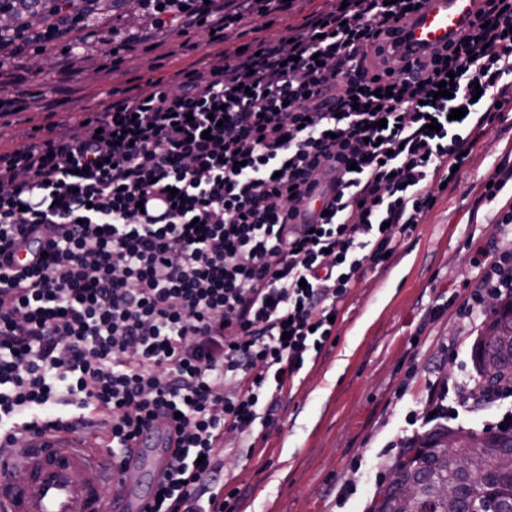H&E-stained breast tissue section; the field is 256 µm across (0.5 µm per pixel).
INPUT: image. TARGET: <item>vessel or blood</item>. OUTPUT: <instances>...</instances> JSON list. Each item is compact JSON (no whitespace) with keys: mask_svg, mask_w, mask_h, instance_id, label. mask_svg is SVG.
I'll return each instance as SVG.
<instances>
[{"mask_svg":"<svg viewBox=\"0 0 512 512\" xmlns=\"http://www.w3.org/2000/svg\"><path fill=\"white\" fill-rule=\"evenodd\" d=\"M475 18L474 0H426L401 21L398 45L420 56L461 39ZM168 427L148 433L124 456L97 430L25 435L0 454V512H145L150 495L132 484L158 485L169 462Z\"/></svg>","mask_w":512,"mask_h":512,"instance_id":"b4317fda","label":"vessel or blood"}]
</instances>
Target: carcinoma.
Masks as SVG:
<instances>
[{
  "mask_svg": "<svg viewBox=\"0 0 512 512\" xmlns=\"http://www.w3.org/2000/svg\"><path fill=\"white\" fill-rule=\"evenodd\" d=\"M492 324L502 327V335L512 343V297L489 298ZM484 387L495 390L512 385V362L505 361L494 370L481 364ZM488 440L473 444L471 470L459 474L452 467L453 448L458 446L457 430L438 425L420 438L408 443L394 465L392 482L381 492L382 500L375 512H397L393 492L399 480H414L421 484V494L413 512H512V473L499 469L488 447L512 448V430H488ZM450 477L456 482L455 496H437L432 479Z\"/></svg>",
  "mask_w": 512,
  "mask_h": 512,
  "instance_id": "1",
  "label": "carcinoma"
}]
</instances>
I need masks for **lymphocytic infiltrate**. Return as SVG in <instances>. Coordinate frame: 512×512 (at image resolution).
<instances>
[{"label":"lymphocytic infiltrate","instance_id":"obj_1","mask_svg":"<svg viewBox=\"0 0 512 512\" xmlns=\"http://www.w3.org/2000/svg\"><path fill=\"white\" fill-rule=\"evenodd\" d=\"M141 2L151 28L203 27L225 49L176 88L147 82L68 134L0 151V449L25 427L91 420L122 451L166 417L176 439L149 512H237L226 435L335 343L357 274L415 229L512 102V0H478L466 38L421 60L382 37L424 0H324L241 51L226 46L235 25L293 0ZM60 43L68 68L109 40L66 5L0 31V91L17 96L27 58ZM329 181L319 224L297 223ZM149 198L164 218L140 210ZM33 246L43 255L10 267ZM473 263L466 312L512 296V243Z\"/></svg>","mask_w":512,"mask_h":512}]
</instances>
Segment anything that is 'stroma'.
<instances>
[{"instance_id": "1", "label": "stroma", "mask_w": 512, "mask_h": 512, "mask_svg": "<svg viewBox=\"0 0 512 512\" xmlns=\"http://www.w3.org/2000/svg\"><path fill=\"white\" fill-rule=\"evenodd\" d=\"M321 0H295L286 13L253 20L236 30L233 44L273 37L302 24ZM137 0H120L96 16L100 35L118 30L128 45L113 58L86 53L67 80L44 66L30 78V94L56 100L53 111L18 104L0 113V149L41 141L44 127L97 111L109 91L136 94L139 85L183 80L209 66L215 47L202 29L158 31L138 25ZM512 171V112L495 117L468 164L439 194L422 224L399 238L393 254L359 272L336 325V342L306 365L284 394L274 422L256 421L264 439L247 452V436L229 437L224 465L244 489L239 512H370L391 481L392 466L412 435L407 419L423 412L430 382L449 386L478 373L472 346L485 316L459 314L477 279V249L495 244L498 210L512 197V180L497 198L487 184ZM441 316H432L434 307ZM512 402L469 401L452 429L482 433Z\"/></svg>"}]
</instances>
